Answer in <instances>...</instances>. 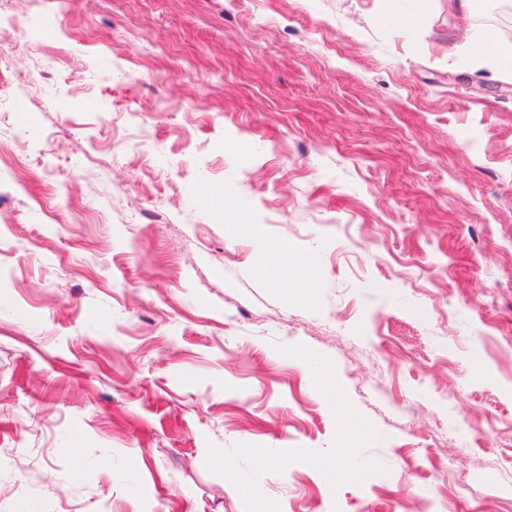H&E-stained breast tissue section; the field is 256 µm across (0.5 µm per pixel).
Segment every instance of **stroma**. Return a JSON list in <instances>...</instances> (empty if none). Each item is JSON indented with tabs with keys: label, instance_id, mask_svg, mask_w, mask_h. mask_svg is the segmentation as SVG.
<instances>
[{
	"label": "stroma",
	"instance_id": "stroma-1",
	"mask_svg": "<svg viewBox=\"0 0 512 512\" xmlns=\"http://www.w3.org/2000/svg\"><path fill=\"white\" fill-rule=\"evenodd\" d=\"M14 21L0 512H512V77L463 52L475 15L29 0ZM274 240L319 268L309 298L260 270ZM347 452L362 478L322 473ZM318 384L336 399V416L343 422H353L357 418L355 409L345 399L336 382L335 373L326 362L319 363L317 373Z\"/></svg>",
	"mask_w": 512,
	"mask_h": 512
}]
</instances>
